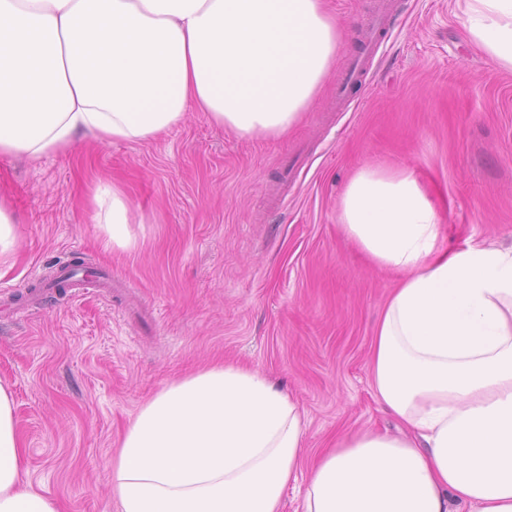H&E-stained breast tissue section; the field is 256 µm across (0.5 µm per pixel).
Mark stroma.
<instances>
[{
  "label": "stroma",
  "mask_w": 512,
  "mask_h": 512,
  "mask_svg": "<svg viewBox=\"0 0 512 512\" xmlns=\"http://www.w3.org/2000/svg\"><path fill=\"white\" fill-rule=\"evenodd\" d=\"M375 4L325 0L343 32L335 75ZM389 4L394 24L347 111L334 75L286 138L242 139L192 111L147 142L0 158L19 241L0 276V384L27 478L60 512H119L110 463L138 408L217 361L295 398L305 462L350 432L397 433L370 367L397 277L343 237L339 199L363 165L408 167L449 249L512 244V70L468 41L457 0ZM100 180L139 217L131 248L107 247L94 220ZM76 259L107 280L46 289Z\"/></svg>",
  "instance_id": "35a3bbf8"
}]
</instances>
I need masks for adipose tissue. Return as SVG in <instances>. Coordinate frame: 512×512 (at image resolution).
Returning a JSON list of instances; mask_svg holds the SVG:
<instances>
[{"mask_svg": "<svg viewBox=\"0 0 512 512\" xmlns=\"http://www.w3.org/2000/svg\"><path fill=\"white\" fill-rule=\"evenodd\" d=\"M475 47L512 68V0H465ZM342 38L324 0H0V157L153 140L189 110L241 138L287 137ZM113 245L131 244L116 184L92 196ZM339 228L402 272L375 326L371 387L405 426L339 437L310 470L304 512H512V245L448 250L408 168L366 164ZM306 421L287 391L232 363L144 402L111 465L120 512H282ZM14 399L0 385V512H58L23 470Z\"/></svg>", "mask_w": 512, "mask_h": 512, "instance_id": "obj_1", "label": "adipose tissue"}]
</instances>
